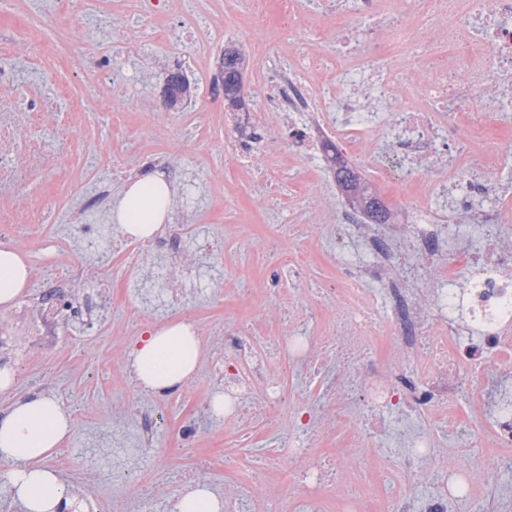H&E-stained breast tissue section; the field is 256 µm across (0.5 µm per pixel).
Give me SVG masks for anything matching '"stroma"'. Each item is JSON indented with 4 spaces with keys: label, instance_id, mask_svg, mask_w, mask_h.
Listing matches in <instances>:
<instances>
[{
    "label": "stroma",
    "instance_id": "obj_1",
    "mask_svg": "<svg viewBox=\"0 0 512 512\" xmlns=\"http://www.w3.org/2000/svg\"><path fill=\"white\" fill-rule=\"evenodd\" d=\"M140 13L118 16L114 0H0V68L7 77L0 83V205L21 212L43 203L42 221L23 227L16 244L31 273L56 266L76 265L110 281V295L121 305L139 297L140 307L128 317H115L109 326L88 319L66 345L48 342L44 350L29 351L25 337L15 335L13 307H0V331L15 364L14 385L0 394V412L20 398L53 394L64 404L79 401L86 421L74 424L63 447L69 467L58 455L45 460L58 470L73 490L85 492L87 512H107L115 498L135 496L143 485L160 487L161 512H170L182 493L166 460L181 423L196 414L218 387L209 374L216 344L215 330L226 318L252 319L256 310L226 286L225 278L261 283L268 274L265 257L253 245L263 235L261 185L224 158L225 100L207 101L208 84L216 74L225 48H242L247 71L260 60L257 47L285 52L298 41L284 34L276 21L253 30L247 14L235 0H185L168 13L160 36L143 37ZM211 35V50L201 55L191 30ZM187 75L194 91L183 104L189 119L175 118L163 97L170 73ZM141 152L127 155L130 139ZM97 155L99 168L84 164ZM126 156L132 176L162 174L176 189L173 223L183 225L192 241L185 254L190 269L200 270L205 287L189 284L180 303L169 305L156 297L153 268L128 276L120 258L103 262L71 245L58 252L53 242L66 224H106L125 182L112 176V159ZM239 227L235 245L213 253L200 251L203 238L217 235L224 226ZM194 310L201 357L195 374L196 390L178 391L163 400V416L150 452L131 458L127 473L115 477L105 454L119 446L139 445V428L116 418L113 403L121 397L143 394L128 365L129 352L143 328L178 319L181 309ZM280 415L264 429L242 435L232 422L209 416L198 431L196 451L183 455L182 466L205 462L199 480L216 495L225 492L224 454L238 453L244 462L257 464L277 433L287 425ZM498 482L488 485L476 475L489 512H512V452L494 463Z\"/></svg>",
    "mask_w": 512,
    "mask_h": 512
}]
</instances>
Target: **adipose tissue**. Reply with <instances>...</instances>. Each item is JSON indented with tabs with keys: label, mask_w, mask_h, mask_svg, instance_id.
I'll return each instance as SVG.
<instances>
[{
	"label": "adipose tissue",
	"mask_w": 512,
	"mask_h": 512,
	"mask_svg": "<svg viewBox=\"0 0 512 512\" xmlns=\"http://www.w3.org/2000/svg\"><path fill=\"white\" fill-rule=\"evenodd\" d=\"M173 187L158 174L127 183L112 208V221L123 234L152 238L170 218ZM29 268L21 254L0 248V305L22 291ZM201 356L200 341L187 323L148 330L130 352V367L145 390L169 391L193 377ZM73 420L62 402L50 395L17 401L0 415V460L10 462L9 489L26 512H66L75 497L44 458L71 433Z\"/></svg>",
	"instance_id": "adipose-tissue-1"
}]
</instances>
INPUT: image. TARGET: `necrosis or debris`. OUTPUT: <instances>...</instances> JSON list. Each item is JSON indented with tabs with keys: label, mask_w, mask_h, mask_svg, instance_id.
I'll return each mask as SVG.
<instances>
[{
	"label": "necrosis or debris",
	"mask_w": 512,
	"mask_h": 512,
	"mask_svg": "<svg viewBox=\"0 0 512 512\" xmlns=\"http://www.w3.org/2000/svg\"><path fill=\"white\" fill-rule=\"evenodd\" d=\"M322 2L315 15L305 0H278L281 28L298 30V45L274 71H260L253 108L231 117L224 147L243 167L263 157L269 188L285 173L298 187L318 176L320 190L299 195L294 223L273 225L272 236L292 237L310 224L342 226L356 252L335 250L336 281L316 291L305 252L271 258L264 289L282 301L285 335H263L259 318L221 329L211 364L224 383L225 414L246 432L284 411L297 421L268 452L270 494L259 495L255 476L237 479V464L226 462L235 479L224 495L226 512H415L397 482L435 460L436 430L455 432L466 414H480L482 393L471 394L467 408L458 404L472 374L487 382L512 369V155L489 145L493 135L512 133V0ZM394 49L404 63L391 57ZM281 142L292 158L285 171L274 151ZM328 147L366 160L374 181L396 163L407 221L377 224L360 209L333 205L334 171L322 163ZM478 195L492 205H475ZM81 231L86 252L120 254L131 272L149 253L181 256L187 248L176 224L143 241L106 239L97 224ZM372 281L383 284L381 297L369 291ZM326 298L339 303L330 324ZM106 299L104 281L85 283L70 269L50 273L31 283L17 326L36 347L59 339L61 326L103 314ZM378 336L418 366L414 381L383 364ZM283 353L290 365L284 379L268 363ZM311 381L315 402L299 405L297 388ZM355 408L361 424L334 451L319 452L324 432ZM393 408L424 427L404 437L399 472L378 468L361 480L343 464L373 458L381 415ZM466 445L473 460L439 464L448 493L429 499L424 512L478 501L476 472L496 478L493 460L512 448V394L497 397L491 417L470 427ZM292 481L309 491L283 502Z\"/></svg>",
	"instance_id": "necrosis-or-debris-1"
}]
</instances>
